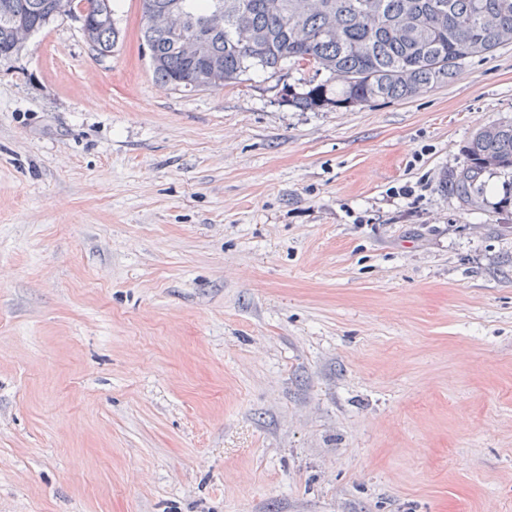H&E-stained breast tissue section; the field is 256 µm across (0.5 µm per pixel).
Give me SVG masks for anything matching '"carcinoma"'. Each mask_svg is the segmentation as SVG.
Segmentation results:
<instances>
[{
	"label": "carcinoma",
	"mask_w": 512,
	"mask_h": 512,
	"mask_svg": "<svg viewBox=\"0 0 512 512\" xmlns=\"http://www.w3.org/2000/svg\"><path fill=\"white\" fill-rule=\"evenodd\" d=\"M220 2L224 30L210 31L204 19ZM79 3L84 16L73 12ZM168 7L179 25L142 28L156 79L199 91L306 66L328 79L302 93L285 84L281 100L309 111L415 98L454 81L461 61L512 44V0H143V17ZM102 11L115 15V0H0V56L16 52V19L35 34L62 16L91 20ZM80 30L100 57L120 38L114 23ZM188 36L205 45L202 60L182 54ZM464 152L451 189L467 202L484 172L512 169V122L477 130Z\"/></svg>",
	"instance_id": "cac0c4a2"
}]
</instances>
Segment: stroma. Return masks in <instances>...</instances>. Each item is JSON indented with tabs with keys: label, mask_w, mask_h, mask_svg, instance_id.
I'll return each mask as SVG.
<instances>
[{
	"label": "stroma",
	"mask_w": 512,
	"mask_h": 512,
	"mask_svg": "<svg viewBox=\"0 0 512 512\" xmlns=\"http://www.w3.org/2000/svg\"><path fill=\"white\" fill-rule=\"evenodd\" d=\"M115 19L0 63V512H512V173L446 185L512 44L302 111Z\"/></svg>",
	"instance_id": "1"
}]
</instances>
